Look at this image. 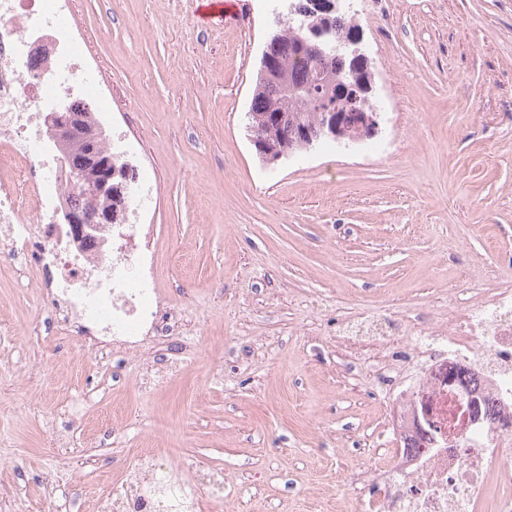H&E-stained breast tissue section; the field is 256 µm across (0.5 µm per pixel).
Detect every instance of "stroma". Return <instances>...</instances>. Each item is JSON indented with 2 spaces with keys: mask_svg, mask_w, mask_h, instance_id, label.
I'll return each instance as SVG.
<instances>
[{
  "mask_svg": "<svg viewBox=\"0 0 512 512\" xmlns=\"http://www.w3.org/2000/svg\"><path fill=\"white\" fill-rule=\"evenodd\" d=\"M72 0L62 25L108 129L155 183L157 316L178 333L100 359L0 266V512H107L155 455L230 474L201 512H355L386 462V381L340 371L339 322L426 320L512 289V0H340L378 135L260 162L246 114L279 0Z\"/></svg>",
  "mask_w": 512,
  "mask_h": 512,
  "instance_id": "1",
  "label": "stroma"
}]
</instances>
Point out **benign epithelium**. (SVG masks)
<instances>
[{"mask_svg": "<svg viewBox=\"0 0 512 512\" xmlns=\"http://www.w3.org/2000/svg\"><path fill=\"white\" fill-rule=\"evenodd\" d=\"M288 13V24H295L306 32L308 39L320 43L318 53L330 62L341 54L350 55L355 59H363L359 50L360 39L355 38L347 42H332L333 31L312 22V18L319 13L336 11L335 0H314L309 9L300 10L292 2L284 4ZM282 38V29H274L269 34L260 57V66L257 73L258 89L274 83L283 89L290 88L288 72L285 71L273 50L278 47ZM325 65H320L312 73L309 85L297 90L299 98L307 102L317 113L318 118L310 126L301 131L298 144L294 147L281 145L274 140L273 125L294 118L292 112H277L273 115L248 113L252 122L247 125L250 142L256 155L266 165H274L289 158L298 151H308L316 145L326 141L349 146L357 144L366 138L373 137L379 132L380 113L376 112L371 104L368 94L372 85L344 95L342 98L331 97L324 93ZM82 113L78 112L76 105L65 103L56 105L46 117L47 135L49 139L63 143L81 126ZM59 174L67 181L70 188L79 192L88 193L95 197L112 198L130 190V186L119 181L122 172L112 160V154L92 146L88 153V162L99 164L102 174L98 180L90 184L83 178L82 167L76 163L66 152L61 151L56 158ZM64 223L76 228L83 224H116L118 215L112 211L95 212L91 215L68 210L63 216Z\"/></svg>", "mask_w": 512, "mask_h": 512, "instance_id": "obj_1", "label": "benign epithelium"}]
</instances>
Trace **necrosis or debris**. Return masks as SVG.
I'll return each mask as SVG.
<instances>
[{
    "label": "necrosis or debris",
    "mask_w": 512,
    "mask_h": 512,
    "mask_svg": "<svg viewBox=\"0 0 512 512\" xmlns=\"http://www.w3.org/2000/svg\"><path fill=\"white\" fill-rule=\"evenodd\" d=\"M69 9L70 0H0V265L33 261L83 332L133 349L173 328L149 318L156 282L132 245L152 184L134 190L131 222L77 235L53 221L69 189L38 147L44 109L91 94L60 27ZM404 333L415 345L384 373L392 461L358 474V512H512V290ZM127 483L119 512H200L195 470Z\"/></svg>",
    "instance_id": "obj_1"
}]
</instances>
